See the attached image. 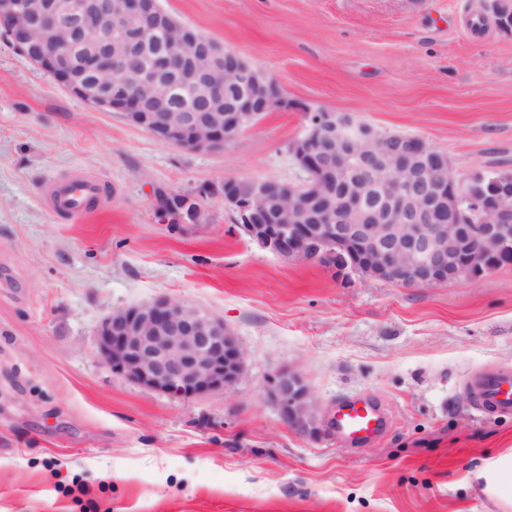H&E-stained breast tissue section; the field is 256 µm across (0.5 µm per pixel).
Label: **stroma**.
Wrapping results in <instances>:
<instances>
[{
	"mask_svg": "<svg viewBox=\"0 0 512 512\" xmlns=\"http://www.w3.org/2000/svg\"><path fill=\"white\" fill-rule=\"evenodd\" d=\"M487 0H161L276 79L269 112L217 153L156 140L68 92L0 36V512H512L481 472L512 456V416H479L473 370L512 363V265L431 286L275 256L222 197L162 223L157 190L225 177L299 183L305 108L352 113L447 154L457 176L512 174V31ZM105 181L98 208L54 213L50 179ZM169 297L223 317L246 354L228 391L175 400L112 373L98 328ZM306 378L323 432L266 390ZM380 401L361 444L337 402Z\"/></svg>",
	"mask_w": 512,
	"mask_h": 512,
	"instance_id": "1",
	"label": "stroma"
}]
</instances>
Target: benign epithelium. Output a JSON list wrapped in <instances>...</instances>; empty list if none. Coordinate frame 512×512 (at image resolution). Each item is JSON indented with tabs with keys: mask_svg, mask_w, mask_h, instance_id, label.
<instances>
[{
	"mask_svg": "<svg viewBox=\"0 0 512 512\" xmlns=\"http://www.w3.org/2000/svg\"><path fill=\"white\" fill-rule=\"evenodd\" d=\"M108 16L140 32L127 41L84 45L83 36ZM0 26L73 95L98 98L164 143L222 151L259 115L293 108L274 79L234 52L217 57L209 40L166 19L159 0H0ZM149 30L165 32L163 76L125 71L130 47ZM177 79L204 85L206 107H174L170 91ZM241 83L246 93L237 103L221 105L224 88ZM304 112L305 133L289 145L307 174L304 182L278 180L273 194L266 179L226 178L202 189L220 195L261 248L289 259L337 261L364 278L406 287L476 279L498 259L512 257V196L478 204L479 222L465 224L468 186L436 149L347 112ZM358 161L371 163L368 178L383 187L380 202H365L361 192L336 195L334 185ZM195 200L179 194L182 209L169 206L163 221L185 223L183 208ZM98 349L114 374L174 399L229 390L245 367L244 351L224 319L168 297L113 311L98 330ZM268 391L285 423L320 433L317 403L299 373L278 374Z\"/></svg>",
	"mask_w": 512,
	"mask_h": 512,
	"instance_id": "benign-epithelium-1",
	"label": "benign epithelium"
}]
</instances>
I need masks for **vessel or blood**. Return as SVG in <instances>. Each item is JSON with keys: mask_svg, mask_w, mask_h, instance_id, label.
<instances>
[{"mask_svg": "<svg viewBox=\"0 0 512 512\" xmlns=\"http://www.w3.org/2000/svg\"><path fill=\"white\" fill-rule=\"evenodd\" d=\"M102 183L89 177L51 180L48 200L53 211L81 216L90 212L101 194ZM475 411L481 414L512 416V368L501 365L471 372L464 381ZM338 434L347 441L364 443L378 435L384 422L381 405L368 397H358L337 404L331 417Z\"/></svg>", "mask_w": 512, "mask_h": 512, "instance_id": "b4317fda", "label": "vessel or blood"}]
</instances>
